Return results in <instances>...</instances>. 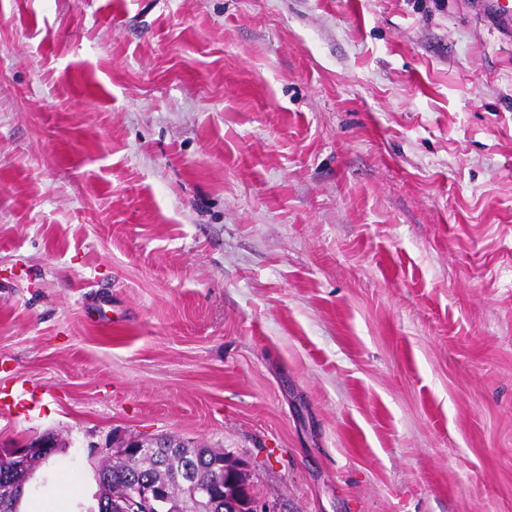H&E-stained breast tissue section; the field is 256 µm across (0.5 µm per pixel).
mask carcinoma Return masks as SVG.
<instances>
[{
	"label": "carcinoma",
	"instance_id": "cac0c4a2",
	"mask_svg": "<svg viewBox=\"0 0 512 512\" xmlns=\"http://www.w3.org/2000/svg\"><path fill=\"white\" fill-rule=\"evenodd\" d=\"M176 450L170 455L162 452H151L139 459L112 463L107 460L101 464L97 472L99 484L98 512H114L111 497L120 494L122 489L133 483L167 485L172 497V508L177 512L186 510V482L197 480L212 485V490L219 500L213 512H224V487L231 474L220 471L218 463L226 460L228 454L221 448L197 445L190 441L171 439ZM232 493L240 503V512H251L248 478L244 477L231 487Z\"/></svg>",
	"mask_w": 512,
	"mask_h": 512
}]
</instances>
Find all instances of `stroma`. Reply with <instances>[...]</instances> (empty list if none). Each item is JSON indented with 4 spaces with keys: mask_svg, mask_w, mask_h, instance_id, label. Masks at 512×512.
Listing matches in <instances>:
<instances>
[{
    "mask_svg": "<svg viewBox=\"0 0 512 512\" xmlns=\"http://www.w3.org/2000/svg\"><path fill=\"white\" fill-rule=\"evenodd\" d=\"M243 460L276 512H512V38L470 0H0V447Z\"/></svg>",
    "mask_w": 512,
    "mask_h": 512,
    "instance_id": "35a3bbf8",
    "label": "stroma"
}]
</instances>
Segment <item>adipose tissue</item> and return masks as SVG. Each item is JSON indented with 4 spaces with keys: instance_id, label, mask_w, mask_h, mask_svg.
Listing matches in <instances>:
<instances>
[{
    "instance_id": "1",
    "label": "adipose tissue",
    "mask_w": 512,
    "mask_h": 512,
    "mask_svg": "<svg viewBox=\"0 0 512 512\" xmlns=\"http://www.w3.org/2000/svg\"><path fill=\"white\" fill-rule=\"evenodd\" d=\"M68 480L64 469L36 476L26 487L19 512H83L91 504L89 494H64Z\"/></svg>"
}]
</instances>
